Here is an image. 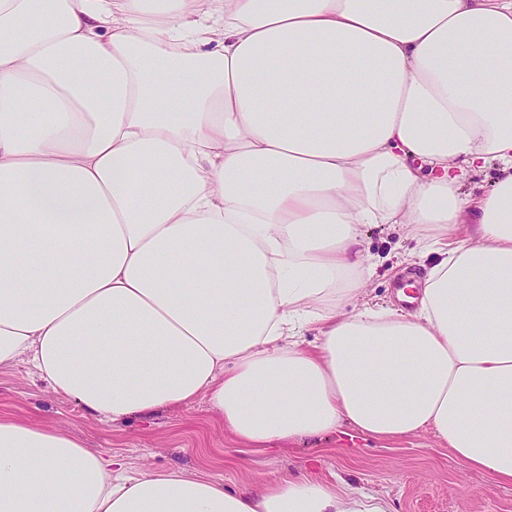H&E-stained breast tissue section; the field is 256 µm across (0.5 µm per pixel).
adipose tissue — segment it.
<instances>
[{"label":"adipose tissue","mask_w":512,"mask_h":512,"mask_svg":"<svg viewBox=\"0 0 512 512\" xmlns=\"http://www.w3.org/2000/svg\"><path fill=\"white\" fill-rule=\"evenodd\" d=\"M369 224L437 255L415 311L343 312ZM19 363L104 424L203 397L261 452L431 428L512 485V0H0ZM0 512L386 510L311 479L133 476L4 415ZM498 172L494 167H488L482 172L466 180L462 190L466 193L479 194L489 190L497 178Z\"/></svg>","instance_id":"1"}]
</instances>
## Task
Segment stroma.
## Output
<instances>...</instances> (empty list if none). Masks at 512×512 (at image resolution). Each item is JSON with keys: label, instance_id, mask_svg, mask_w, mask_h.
I'll return each instance as SVG.
<instances>
[{"label": "stroma", "instance_id": "obj_1", "mask_svg": "<svg viewBox=\"0 0 512 512\" xmlns=\"http://www.w3.org/2000/svg\"><path fill=\"white\" fill-rule=\"evenodd\" d=\"M375 265L364 300L398 306L397 285L423 281L436 262L415 237L387 224L365 230ZM0 413L38 425L63 428L88 447L123 457L130 474L177 469L222 481L226 491L256 489L276 478L342 480L382 500L389 512H512V486L465 468L433 431L374 440L349 425L319 439L248 452L224 430L206 399L152 419L101 424L74 401L51 391L27 365L0 369Z\"/></svg>", "mask_w": 512, "mask_h": 512}]
</instances>
